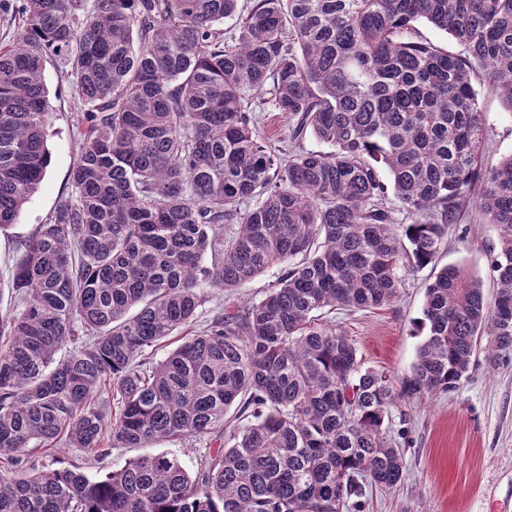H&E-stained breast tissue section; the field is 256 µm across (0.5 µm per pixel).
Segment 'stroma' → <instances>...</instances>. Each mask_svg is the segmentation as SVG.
I'll return each instance as SVG.
<instances>
[{
	"mask_svg": "<svg viewBox=\"0 0 512 512\" xmlns=\"http://www.w3.org/2000/svg\"><path fill=\"white\" fill-rule=\"evenodd\" d=\"M44 79L53 111L48 128L52 162L14 226L0 233V271L11 265L17 241L45 223L61 194L68 191L80 151L68 85L51 66ZM481 106L489 125L484 162L491 165L512 152V117L498 98L483 97ZM494 240L493 227L472 216L450 229L435 267L459 265L488 279L487 254ZM433 269L403 271V286L388 306L358 311L339 308L325 314L324 321L353 338L369 365L404 376L420 343L411 327L421 315ZM401 410L404 417L394 420L392 430L406 434L405 478L396 487L373 489L365 512H512V351L502 353L492 369L484 360H476L454 392L413 400ZM140 454L137 448H119L104 461L88 463L83 451L60 444L36 449L31 458L39 466L83 462L93 475L121 467Z\"/></svg>",
	"mask_w": 512,
	"mask_h": 512,
	"instance_id": "stroma-1",
	"label": "stroma"
}]
</instances>
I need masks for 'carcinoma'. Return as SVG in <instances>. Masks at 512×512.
<instances>
[{
    "label": "carcinoma",
    "mask_w": 512,
    "mask_h": 512,
    "mask_svg": "<svg viewBox=\"0 0 512 512\" xmlns=\"http://www.w3.org/2000/svg\"><path fill=\"white\" fill-rule=\"evenodd\" d=\"M0 230L51 161L46 67L81 142L70 190L9 267L0 512H362L398 484L392 410L512 350V153L481 162L480 97L512 112V0H0ZM426 22L448 36L423 38ZM288 113V150L258 112ZM313 136L328 150H308ZM477 211L493 293L427 285L410 373L321 316L380 309ZM273 267L262 298L210 302ZM160 361L149 354L169 338ZM205 442L92 477L25 452Z\"/></svg>",
    "instance_id": "cac0c4a2"
}]
</instances>
